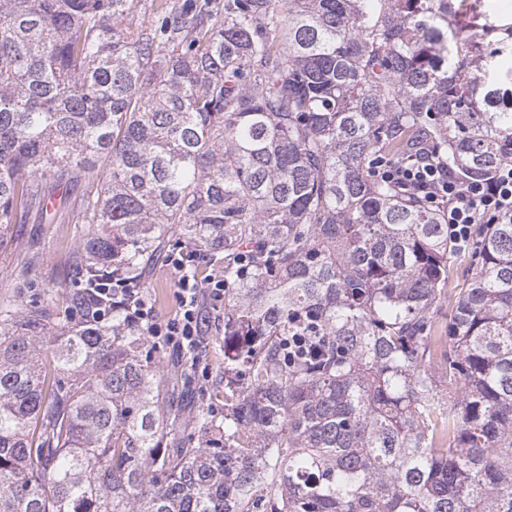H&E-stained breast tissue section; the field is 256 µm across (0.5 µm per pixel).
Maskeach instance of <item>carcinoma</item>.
Segmentation results:
<instances>
[{
	"label": "carcinoma",
	"mask_w": 512,
	"mask_h": 512,
	"mask_svg": "<svg viewBox=\"0 0 512 512\" xmlns=\"http://www.w3.org/2000/svg\"><path fill=\"white\" fill-rule=\"evenodd\" d=\"M464 2L0 0V235L84 184L62 305L0 301V512H512V222L450 291L444 214L375 175L512 161ZM173 225L224 265L221 421L208 341L167 380L127 318Z\"/></svg>",
	"instance_id": "1"
}]
</instances>
